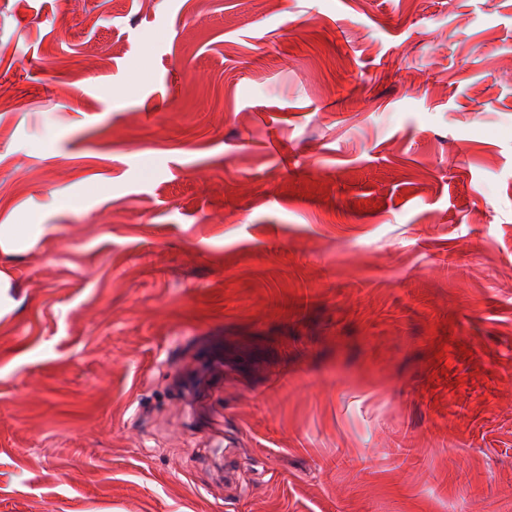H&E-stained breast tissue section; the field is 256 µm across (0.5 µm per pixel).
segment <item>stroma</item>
<instances>
[{"mask_svg":"<svg viewBox=\"0 0 512 512\" xmlns=\"http://www.w3.org/2000/svg\"><path fill=\"white\" fill-rule=\"evenodd\" d=\"M511 58L512 0H0V224L57 227L0 512H512Z\"/></svg>","mask_w":512,"mask_h":512,"instance_id":"stroma-1","label":"stroma"}]
</instances>
